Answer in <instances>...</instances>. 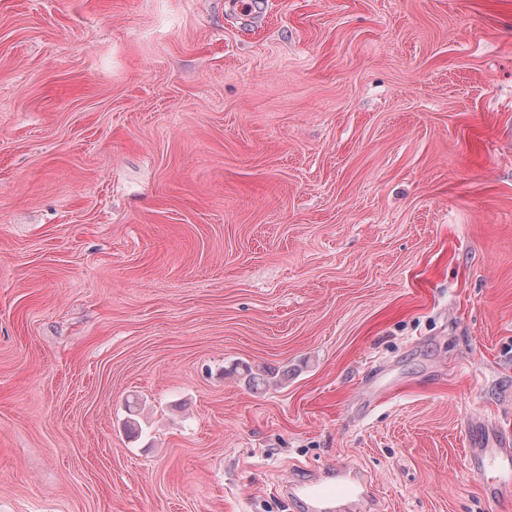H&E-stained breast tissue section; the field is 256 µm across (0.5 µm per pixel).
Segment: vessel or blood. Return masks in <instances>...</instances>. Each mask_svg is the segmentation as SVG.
<instances>
[{"label":"vessel or blood","mask_w":512,"mask_h":512,"mask_svg":"<svg viewBox=\"0 0 512 512\" xmlns=\"http://www.w3.org/2000/svg\"><path fill=\"white\" fill-rule=\"evenodd\" d=\"M470 469L480 477L485 494L496 501L512 499V449L499 445H482L468 451ZM493 480H486V473ZM300 499L309 512H335L343 501H369L365 476L353 467H331L317 479L300 482Z\"/></svg>","instance_id":"vessel-or-blood-1"}]
</instances>
